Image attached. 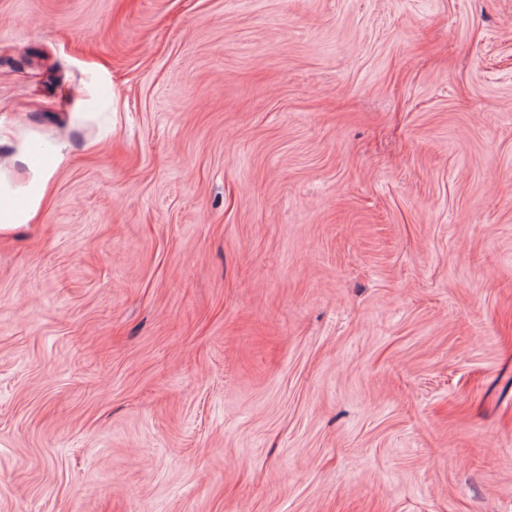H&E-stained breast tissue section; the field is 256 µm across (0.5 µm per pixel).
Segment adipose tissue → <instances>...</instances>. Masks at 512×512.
Wrapping results in <instances>:
<instances>
[{
  "instance_id": "ef3b65f1",
  "label": "adipose tissue",
  "mask_w": 512,
  "mask_h": 512,
  "mask_svg": "<svg viewBox=\"0 0 512 512\" xmlns=\"http://www.w3.org/2000/svg\"><path fill=\"white\" fill-rule=\"evenodd\" d=\"M0 145L10 149L7 163L0 165V232H7L37 218L71 148L64 140L36 147L32 134L1 122Z\"/></svg>"
}]
</instances>
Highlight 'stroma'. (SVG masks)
Instances as JSON below:
<instances>
[{"label":"stroma","mask_w":512,"mask_h":512,"mask_svg":"<svg viewBox=\"0 0 512 512\" xmlns=\"http://www.w3.org/2000/svg\"><path fill=\"white\" fill-rule=\"evenodd\" d=\"M0 122V512H512V0H0ZM0 145H7L10 149L7 165H0V232H8L37 218L49 193L52 178L71 159V148L64 140L36 148L31 133L2 122ZM16 166L27 170L26 181L14 179Z\"/></svg>","instance_id":"stroma-1"}]
</instances>
